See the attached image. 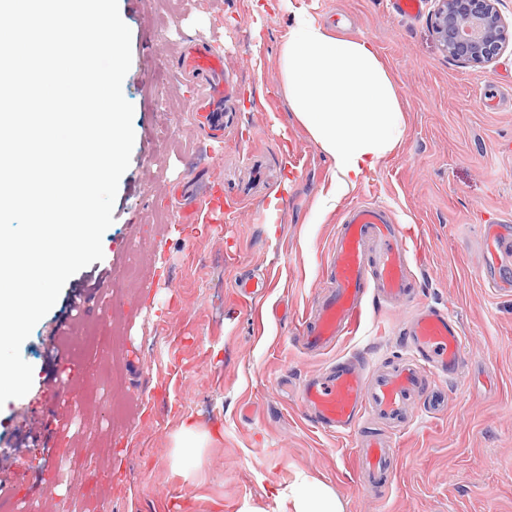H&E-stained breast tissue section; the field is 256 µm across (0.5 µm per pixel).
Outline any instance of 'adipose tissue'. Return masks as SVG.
<instances>
[{
    "label": "adipose tissue",
    "instance_id": "1",
    "mask_svg": "<svg viewBox=\"0 0 512 512\" xmlns=\"http://www.w3.org/2000/svg\"><path fill=\"white\" fill-rule=\"evenodd\" d=\"M281 73L291 112L335 167L332 193L317 206L322 216L396 156L406 128L398 93L367 40L335 37L304 11L282 46ZM275 498L279 512H343L335 492L303 472L278 485Z\"/></svg>",
    "mask_w": 512,
    "mask_h": 512
}]
</instances>
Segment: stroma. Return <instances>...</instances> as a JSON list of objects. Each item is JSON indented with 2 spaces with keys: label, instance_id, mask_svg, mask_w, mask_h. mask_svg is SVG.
<instances>
[{
  "label": "stroma",
  "instance_id": "stroma-1",
  "mask_svg": "<svg viewBox=\"0 0 512 512\" xmlns=\"http://www.w3.org/2000/svg\"><path fill=\"white\" fill-rule=\"evenodd\" d=\"M433 0L414 20L387 0H119L131 30L123 94L135 142L120 179L104 257L70 277L22 343L33 367L23 397L0 407V469L8 512H278L274 488L303 471L332 487L344 512H512V295L481 278L490 221L512 226V44L488 65L452 60L432 27ZM304 9L328 29L376 49L400 90L406 131L396 160L380 164L316 217L332 160L290 112L279 54ZM207 45L240 85L225 105L224 138L212 139L190 107L203 92L179 67ZM220 179L237 205L198 234L177 221L181 186ZM388 207L412 225L425 257L414 267L423 300L447 305L463 329V374L438 384L448 410L417 409L396 440L392 486L359 487L352 436L314 428L298 393L339 358L366 371L395 364L410 305L368 308L353 334L319 353L298 343V321L329 287L321 265L341 213ZM266 274L268 315L235 297L236 281ZM113 312L86 339L77 304ZM279 316H271V309ZM119 354L118 382L97 383L95 417L81 387H60L63 368L83 373ZM209 440L181 474L175 439L184 422Z\"/></svg>",
  "mask_w": 512,
  "mask_h": 512
}]
</instances>
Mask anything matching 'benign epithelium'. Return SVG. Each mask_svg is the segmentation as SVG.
I'll return each mask as SVG.
<instances>
[{
    "label": "benign epithelium",
    "instance_id": "obj_1",
    "mask_svg": "<svg viewBox=\"0 0 512 512\" xmlns=\"http://www.w3.org/2000/svg\"><path fill=\"white\" fill-rule=\"evenodd\" d=\"M434 28L446 54L456 61L486 65L512 40V22L499 0H435Z\"/></svg>",
    "mask_w": 512,
    "mask_h": 512
}]
</instances>
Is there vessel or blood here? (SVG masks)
I'll return each instance as SVG.
<instances>
[{
	"label": "vessel or blood",
	"instance_id": "1",
	"mask_svg": "<svg viewBox=\"0 0 512 512\" xmlns=\"http://www.w3.org/2000/svg\"><path fill=\"white\" fill-rule=\"evenodd\" d=\"M184 71L203 78L208 89L194 99L192 109L215 134L224 130L225 101L236 96L238 84L224 69V57L208 47L191 48L184 56ZM205 204L184 203L182 223L196 224L201 209L220 211L230 199L220 182H208ZM336 248L327 254L325 266L331 287L302 318L300 341L309 350H323L348 334L359 322L367 297L387 304L414 303L404 336L407 356L390 370L366 373L351 359L337 360L320 375L305 380L299 399L309 421L318 428L343 435L362 420L385 421L389 430L355 441L359 455V479L374 496H385L390 487L395 451L394 432L410 420L413 399L429 395L434 381L459 379L462 369V329L447 309L417 303V291L409 278V266L418 258L410 247L409 228L394 223L389 209L376 203L348 208L336 230ZM263 276L240 278V300L256 299L266 288Z\"/></svg>",
	"mask_w": 512,
	"mask_h": 512
}]
</instances>
